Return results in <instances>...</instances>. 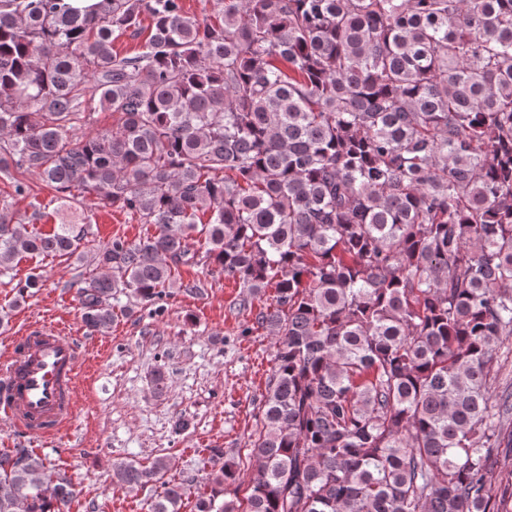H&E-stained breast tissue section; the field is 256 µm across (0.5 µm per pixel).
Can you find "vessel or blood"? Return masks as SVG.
Masks as SVG:
<instances>
[{"mask_svg": "<svg viewBox=\"0 0 512 512\" xmlns=\"http://www.w3.org/2000/svg\"><path fill=\"white\" fill-rule=\"evenodd\" d=\"M83 340L40 325L11 343L0 363V421L30 437L52 439L71 424Z\"/></svg>", "mask_w": 512, "mask_h": 512, "instance_id": "obj_1", "label": "vessel or blood"}]
</instances>
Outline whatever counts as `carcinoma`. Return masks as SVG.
<instances>
[{
    "label": "carcinoma",
    "instance_id": "obj_1",
    "mask_svg": "<svg viewBox=\"0 0 512 512\" xmlns=\"http://www.w3.org/2000/svg\"><path fill=\"white\" fill-rule=\"evenodd\" d=\"M214 2L0 0V175L18 195L37 178L61 214L38 233L0 205V276L74 261L91 332L183 266L241 288L273 366L250 472L209 449L195 512H512V482L492 484L512 385L491 390L512 353V0ZM144 15L140 49L112 52ZM99 107L116 127L74 136ZM86 204L156 232L92 245ZM169 465L114 476L180 512ZM77 494L33 450H0V512Z\"/></svg>",
    "mask_w": 512,
    "mask_h": 512
}]
</instances>
